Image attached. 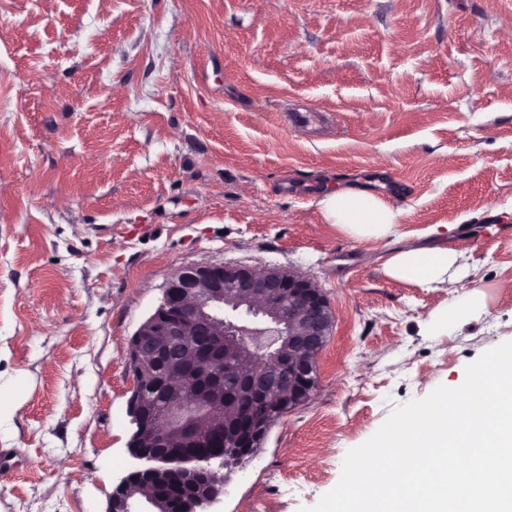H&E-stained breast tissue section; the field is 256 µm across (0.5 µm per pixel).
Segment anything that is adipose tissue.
Masks as SVG:
<instances>
[{"mask_svg": "<svg viewBox=\"0 0 512 512\" xmlns=\"http://www.w3.org/2000/svg\"><path fill=\"white\" fill-rule=\"evenodd\" d=\"M325 223L362 241L397 238L400 212L384 196L361 187L329 186L317 203ZM456 250L434 244L396 248L383 266L386 277L419 288H445L466 276ZM485 307L478 288L456 295L450 306L431 315L425 330L431 336H452L462 323L480 315Z\"/></svg>", "mask_w": 512, "mask_h": 512, "instance_id": "1", "label": "adipose tissue"}]
</instances>
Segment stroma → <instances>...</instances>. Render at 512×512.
I'll return each mask as SVG.
<instances>
[{"mask_svg":"<svg viewBox=\"0 0 512 512\" xmlns=\"http://www.w3.org/2000/svg\"><path fill=\"white\" fill-rule=\"evenodd\" d=\"M307 105L329 127L291 128ZM358 181L438 224L487 311L387 278L392 250L324 223ZM275 265L327 296L311 400L215 512H305L395 406L512 341V0H0V512H106L128 450L129 342L170 277ZM479 287L456 295L446 310L431 315L425 323V331L430 336H455L462 323L480 315L485 307L483 292Z\"/></svg>","mask_w":512,"mask_h":512,"instance_id":"35a3bbf8","label":"stroma"}]
</instances>
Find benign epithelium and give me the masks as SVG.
<instances>
[{
	"label": "benign epithelium",
	"instance_id": "7a95c632",
	"mask_svg": "<svg viewBox=\"0 0 512 512\" xmlns=\"http://www.w3.org/2000/svg\"><path fill=\"white\" fill-rule=\"evenodd\" d=\"M333 314L322 291L309 278L279 267L257 269L224 264L182 268L168 280L162 301L131 337L127 367L135 375L127 401L132 425L128 448L149 466L129 472L112 492L108 512H163L154 497L133 498L137 479H156L170 466L181 468L183 479L204 481V490L185 499L180 512H211L224 494V473L252 453L251 438L263 436L279 405L269 401L268 383L288 348V409L310 400L318 371L315 349L331 335ZM204 330L219 336L203 356H192L194 337ZM241 336H273L275 346L257 360ZM234 351L237 362L225 363ZM235 379L264 401L235 404L224 416V400L207 383L218 372ZM163 388L171 398L159 415L145 410L149 392ZM213 428L227 435L226 449L197 454L188 447Z\"/></svg>",
	"mask_w": 512,
	"mask_h": 512
}]
</instances>
